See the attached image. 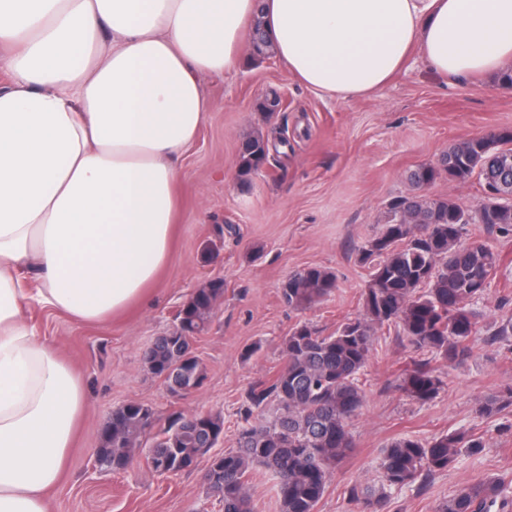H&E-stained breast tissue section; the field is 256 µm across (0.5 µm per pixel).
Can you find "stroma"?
<instances>
[{"mask_svg":"<svg viewBox=\"0 0 512 512\" xmlns=\"http://www.w3.org/2000/svg\"><path fill=\"white\" fill-rule=\"evenodd\" d=\"M242 54L238 69L201 79L211 109L180 159L179 220L169 261L147 302L95 324L29 312L80 372L90 399L66 477L51 495V512H224L204 481V466L160 476L142 452L126 470L101 468L94 450L113 407L139 402L163 418L221 412L224 439L216 451L235 449L249 416L245 393L284 365L289 332L306 323L328 335L362 314L370 271L360 263V251L384 223L389 204L413 193L411 171L437 163L454 143L512 128V87L502 77L443 78L416 51L387 84L347 100L289 77L277 56L255 58L247 48ZM273 91L285 106L271 114L262 103ZM283 127L288 145L258 173L241 175L242 141L257 134L276 138ZM466 231L502 257L487 295L476 304L480 318L469 353L438 361L443 389L422 404L398 388L419 351L397 328L377 331L364 404L351 426L353 447L332 474L317 512H362L348 490L375 483L392 438L426 440L454 430L482 435L485 448L475 455L460 452L427 485L393 490L382 512H436L461 487L491 475L503 491L489 512H512V405L488 418L478 413L485 400L512 386V346L488 340L495 323L512 316V236L480 224ZM307 266L332 272L336 287L310 308L288 307L281 286ZM215 278L223 279L224 296L210 330L193 345L206 378L195 392L171 396L147 370L143 352L172 327L196 288ZM274 416L270 405L249 417L259 422Z\"/></svg>","mask_w":512,"mask_h":512,"instance_id":"obj_1","label":"stroma"}]
</instances>
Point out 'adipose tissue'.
Returning a JSON list of instances; mask_svg holds the SVG:
<instances>
[{
    "label": "adipose tissue",
    "instance_id": "obj_1",
    "mask_svg": "<svg viewBox=\"0 0 512 512\" xmlns=\"http://www.w3.org/2000/svg\"><path fill=\"white\" fill-rule=\"evenodd\" d=\"M258 11L289 75L342 99L414 48L445 77L512 59V0H0V512H48L89 405L29 310L99 323L156 288L200 78Z\"/></svg>",
    "mask_w": 512,
    "mask_h": 512
}]
</instances>
